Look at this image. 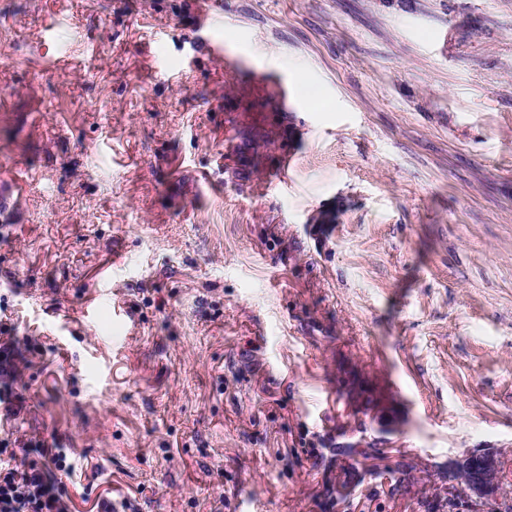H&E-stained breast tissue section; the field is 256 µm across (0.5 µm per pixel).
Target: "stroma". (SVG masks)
Masks as SVG:
<instances>
[{
	"mask_svg": "<svg viewBox=\"0 0 512 512\" xmlns=\"http://www.w3.org/2000/svg\"><path fill=\"white\" fill-rule=\"evenodd\" d=\"M0 343L69 512L512 493V0H0ZM499 456L494 450L464 452L448 461V498L456 503L464 492L472 511H480L505 496L497 480ZM453 502L449 501L451 506Z\"/></svg>",
	"mask_w": 512,
	"mask_h": 512,
	"instance_id": "35a3bbf8",
	"label": "stroma"
}]
</instances>
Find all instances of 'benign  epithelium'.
<instances>
[{
	"mask_svg": "<svg viewBox=\"0 0 512 512\" xmlns=\"http://www.w3.org/2000/svg\"><path fill=\"white\" fill-rule=\"evenodd\" d=\"M499 456L494 450L464 452L448 461V498L457 500L466 494L473 512H480L486 505L505 496L497 480Z\"/></svg>",
	"mask_w": 512,
	"mask_h": 512,
	"instance_id": "7a95c632",
	"label": "benign epithelium"
}]
</instances>
